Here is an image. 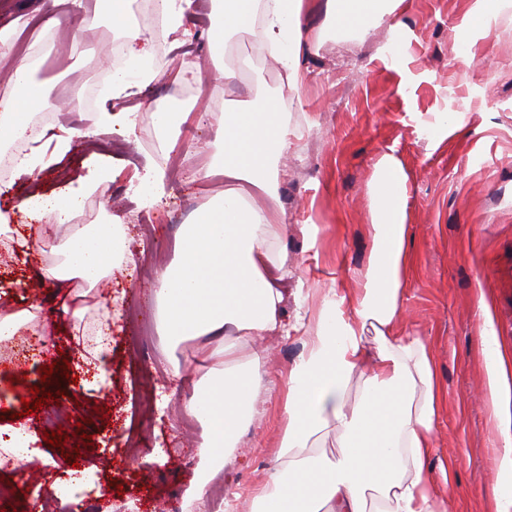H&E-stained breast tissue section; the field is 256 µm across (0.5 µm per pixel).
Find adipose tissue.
Masks as SVG:
<instances>
[{"label": "adipose tissue", "mask_w": 512, "mask_h": 512, "mask_svg": "<svg viewBox=\"0 0 512 512\" xmlns=\"http://www.w3.org/2000/svg\"><path fill=\"white\" fill-rule=\"evenodd\" d=\"M112 26L124 39L132 70L118 69L104 95L118 99L151 83L146 64L154 44L129 20V0H109ZM87 0H44L42 29L78 53V17ZM221 16L212 28V56H226L231 40L263 23V42L288 72L290 87L300 82L298 55L320 41L321 31L303 25L309 0H211ZM410 0H325L326 25L367 37L387 27L403 28ZM26 27L14 18L0 29V71L12 92L0 100V142L24 137L29 112L42 101L43 87L30 58L16 57L15 42ZM130 114L104 109L93 125L62 126L52 134V151L37 149L15 157L16 170L33 173L53 164L74 142L97 138L114 126L130 124ZM222 149L203 170L204 177L223 176L224 192L198 211L176 241L174 259L159 270L155 296L163 310L161 331L170 347L199 341L203 358L216 364L196 381L183 404L184 413L205 428L204 456L210 467L194 487L203 498L219 474L227 448L251 423L260 392L259 369L241 370L234 348L211 349L209 339L234 336L257 344L272 335H303V349L288 369L281 399L284 422L277 457L281 462L259 494L242 512H447L440 482L430 467L435 423L445 395L434 361L422 337L403 326V294L410 255L405 244L407 177L396 157L377 162L373 176V249L359 286L348 292L327 289L319 296L314 325L288 323L283 307L285 260L276 250L274 227L280 219L277 164L297 131L273 97L236 101L224 109L217 129ZM110 158L92 159L79 190L59 193L32 205L23 199L19 213L55 225H67L59 244V261L43 276L60 288L72 281L94 284L110 276L119 253L121 229L113 224H74L83 192L111 180ZM492 400V417L500 424L503 445L497 449L491 512H512V428L506 427L502 400L505 364L492 324L480 336ZM335 436L338 454L322 445Z\"/></svg>", "instance_id": "obj_1"}]
</instances>
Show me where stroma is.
I'll list each match as a JSON object with an SVG mask.
<instances>
[{
	"label": "stroma",
	"mask_w": 512,
	"mask_h": 512,
	"mask_svg": "<svg viewBox=\"0 0 512 512\" xmlns=\"http://www.w3.org/2000/svg\"><path fill=\"white\" fill-rule=\"evenodd\" d=\"M475 0H413L404 21L406 33L390 37L380 30L367 43L324 40L303 47L301 85L292 89L286 74L261 47V31L234 39L226 57L241 68L246 85L223 92L209 57L207 36L217 22L210 0H197L186 26L191 37L182 46L169 40L154 44L156 81L146 90L119 99V108L143 122L114 127L94 143H74L53 165L34 175L0 177V211L14 226L20 198L30 193L50 197L79 186L94 152H110L117 176L99 186L106 197L99 224H121L126 249L111 276L91 286L83 304L84 324L112 315V342L106 393L93 391L92 361L83 359L75 338L76 323L63 310V296L44 280L43 268L57 259L55 245L63 228L28 232L21 248L0 235V308L39 305L34 330L49 333L39 364L0 372V436L22 427L35 437L38 455L31 466L36 484H63L67 450L81 449L82 498L98 512L138 504L139 512H230L237 500L252 498L278 465L282 422L280 398L288 368L301 350L298 336L269 340L267 353L253 357L243 349L244 367L262 365L275 383L266 392L265 412L226 454L223 471L206 497L190 499L188 489L201 462L205 429L181 410L192 383L204 377L212 361L203 359L195 342L167 350L155 300L156 271L173 256L182 225L224 190L223 176L204 180L194 173L216 152L217 123L192 124L171 151L159 149L153 112L183 107L209 113L213 107L194 86L170 95L180 64H201L204 79L221 88V104L250 95L272 96L285 103L291 127L300 134L280 175L278 199L285 217L276 227L277 248L286 258L290 279L311 270L308 299L288 301L283 313L313 318L317 294L333 283L355 287V271L365 269L372 252V179L375 165L394 155L407 175L406 243L414 268L403 295L404 325L431 349L448 406L435 425L434 463L448 468L453 500L447 512H483L479 493L495 478L491 450L498 440L488 422L490 392L483 360L476 352L482 309H489L502 353L512 362V8L489 0L484 15L473 13ZM461 37H453V29ZM107 16L87 15L83 24L85 57L65 59L38 77L47 87L61 81L82 83L86 110L96 115L104 102L100 81L105 73L101 43L110 38ZM397 46L391 57L389 46ZM481 53V64L464 67L465 48ZM460 116L464 127L434 132L435 113ZM165 167L167 195L154 207L142 206L129 176L147 167ZM315 225L316 237L304 228ZM147 322L153 342L138 353L129 340L138 322ZM69 361V369L58 364ZM53 366L51 377L42 369ZM160 387L165 403L144 414L140 399L145 383ZM65 398L66 448L43 441L46 411L23 415L22 399L32 388ZM109 413L101 420L96 407ZM85 424L93 443L82 446L75 431ZM55 459L52 467L43 458Z\"/></svg>",
	"instance_id": "stroma-1"
}]
</instances>
